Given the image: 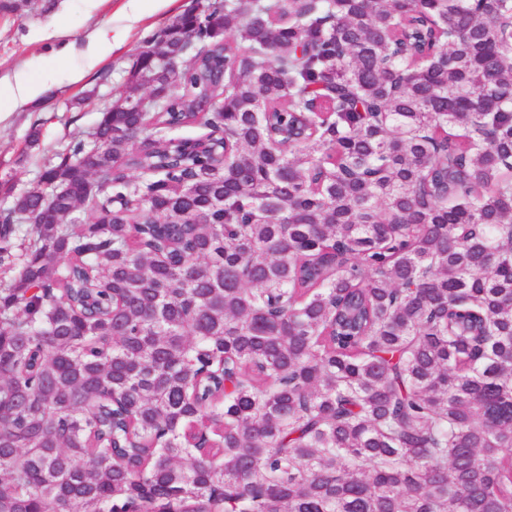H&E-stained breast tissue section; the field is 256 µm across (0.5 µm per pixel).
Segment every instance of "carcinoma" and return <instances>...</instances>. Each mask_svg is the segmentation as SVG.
I'll list each match as a JSON object with an SVG mask.
<instances>
[{
  "instance_id": "1",
  "label": "carcinoma",
  "mask_w": 512,
  "mask_h": 512,
  "mask_svg": "<svg viewBox=\"0 0 512 512\" xmlns=\"http://www.w3.org/2000/svg\"><path fill=\"white\" fill-rule=\"evenodd\" d=\"M511 20L197 0L145 40L0 212V512H512Z\"/></svg>"
}]
</instances>
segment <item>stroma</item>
<instances>
[{"label":"stroma","instance_id":"1","mask_svg":"<svg viewBox=\"0 0 512 512\" xmlns=\"http://www.w3.org/2000/svg\"><path fill=\"white\" fill-rule=\"evenodd\" d=\"M192 0H142L131 10L127 0H26L17 12H0V84L18 71L36 81L52 69L74 73L33 105L8 106L0 100V210L36 185L43 163L64 143L88 130L98 110L128 89L132 56L146 37L169 25ZM121 33L112 54L89 63L90 37L99 29ZM94 100L81 104L88 90ZM37 146H29L32 130Z\"/></svg>","mask_w":512,"mask_h":512}]
</instances>
